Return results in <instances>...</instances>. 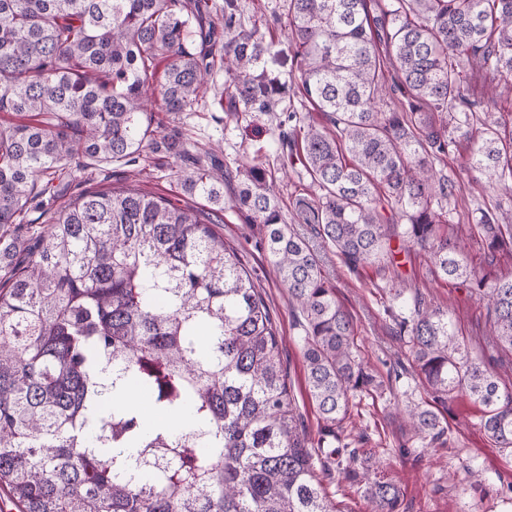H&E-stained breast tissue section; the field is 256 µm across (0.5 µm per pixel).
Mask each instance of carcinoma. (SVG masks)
<instances>
[{
	"label": "carcinoma",
	"mask_w": 512,
	"mask_h": 512,
	"mask_svg": "<svg viewBox=\"0 0 512 512\" xmlns=\"http://www.w3.org/2000/svg\"><path fill=\"white\" fill-rule=\"evenodd\" d=\"M285 2L295 87L268 68L271 45L244 28L236 0L219 17L209 0H0V112L23 118L0 125V491L18 512H340L320 478L330 469L370 512H398V484L371 476L366 453L336 447L375 377L272 171L240 164L234 204L259 225L303 315L305 380L323 421L314 445L270 310L208 214L136 188H88L42 230L13 234L21 215L46 213L55 181H89L80 157L181 156L153 129L148 94L191 111L219 69L227 111L298 122L313 188L292 201L299 223L351 270L390 260L397 237L425 251L437 276L485 302L489 339L512 353V275L480 274L465 257L469 240L512 256V213L487 210L448 234L456 185L436 171L456 131L471 143L469 170L512 192V117L470 121L463 76L467 65L496 73L490 102L512 94V0H391L378 15L369 0ZM396 93L402 109L381 110ZM307 104L325 122L301 116ZM179 180L224 210L223 168L199 156ZM393 317L433 402L467 396L480 430L512 450V389L468 357L448 312L417 298ZM406 417L419 439L444 431L430 405Z\"/></svg>",
	"instance_id": "cac0c4a2"
}]
</instances>
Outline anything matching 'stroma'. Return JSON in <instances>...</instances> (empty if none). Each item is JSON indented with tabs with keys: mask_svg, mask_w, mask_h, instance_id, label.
<instances>
[{
	"mask_svg": "<svg viewBox=\"0 0 512 512\" xmlns=\"http://www.w3.org/2000/svg\"><path fill=\"white\" fill-rule=\"evenodd\" d=\"M246 24L269 26L275 36V66L288 72L287 18L279 17L282 0H238ZM222 85L207 94L205 105L192 112H163L159 96H152L149 109L164 135L178 136L184 148L195 151L221 148L225 168L233 170L255 159L279 165L286 147L278 135L289 124L269 116L223 111L219 99ZM172 158L150 156L137 164L97 163L90 170L92 187L137 188L197 210L207 209L205 200L183 193ZM440 171L456 185V195L446 207L452 224L476 223L481 211H512V193H505L466 167V151L451 152ZM233 186H224V215L220 230L225 241L239 250L270 308L283 340L281 356L287 367L301 425L310 442H317L320 420L308 394L300 336L301 318L290 305L288 292L260 246L257 225L245 223L233 203ZM322 269L336 287L339 303L352 316L356 355L375 375L380 387L352 400L351 422L340 437L342 446L373 453L380 468L402 490L399 512H512V453L494 447L476 421L479 408L469 399L451 402V415L443 434L435 440L413 437L404 419L407 405L427 400L428 394L412 368L405 341L387 313L394 293H401L402 313H410L415 298L447 310L471 358L494 371L501 384L512 388V353L500 364L498 352L486 340V309L476 297L454 281L437 277L428 255L420 250L396 252L393 261L349 270L332 249L319 252ZM478 472L480 484L467 480L468 471Z\"/></svg>",
	"mask_w": 512,
	"mask_h": 512,
	"instance_id": "1",
	"label": "stroma"
}]
</instances>
